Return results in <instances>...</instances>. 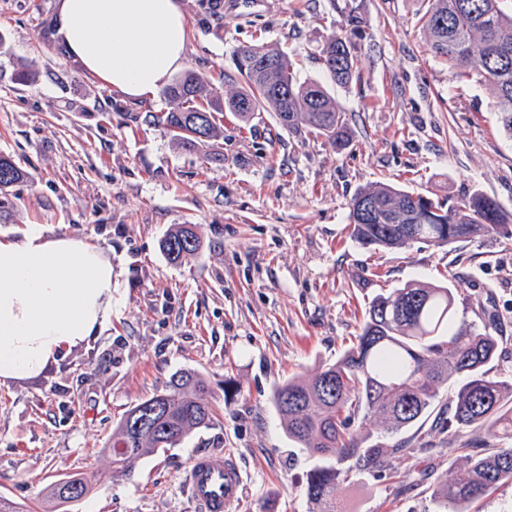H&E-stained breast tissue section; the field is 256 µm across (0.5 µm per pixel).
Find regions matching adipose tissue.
<instances>
[{
	"instance_id": "obj_1",
	"label": "adipose tissue",
	"mask_w": 512,
	"mask_h": 512,
	"mask_svg": "<svg viewBox=\"0 0 512 512\" xmlns=\"http://www.w3.org/2000/svg\"><path fill=\"white\" fill-rule=\"evenodd\" d=\"M66 56L115 93L154 96L186 63L181 0H59ZM112 318L103 249L34 226L0 239V379H19L101 335Z\"/></svg>"
}]
</instances>
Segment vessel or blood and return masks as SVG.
<instances>
[{
	"label": "vessel or blood",
	"mask_w": 512,
	"mask_h": 512,
	"mask_svg": "<svg viewBox=\"0 0 512 512\" xmlns=\"http://www.w3.org/2000/svg\"><path fill=\"white\" fill-rule=\"evenodd\" d=\"M242 492V478L223 455L205 453L190 461L189 494L201 512H228Z\"/></svg>",
	"instance_id": "1"
}]
</instances>
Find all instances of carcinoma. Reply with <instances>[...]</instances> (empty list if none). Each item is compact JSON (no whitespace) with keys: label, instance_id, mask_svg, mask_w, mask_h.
<instances>
[{"label":"carcinoma","instance_id":"carcinoma-1","mask_svg":"<svg viewBox=\"0 0 512 512\" xmlns=\"http://www.w3.org/2000/svg\"><path fill=\"white\" fill-rule=\"evenodd\" d=\"M423 28L434 57L448 64L457 79L477 77L493 91V109L502 132L512 138V15L501 0H428ZM343 17L341 32L325 42L320 60L330 81L340 87L356 78L365 21L357 0H330ZM237 88L223 92L195 72L176 77L165 89L174 104L156 116L179 145L189 151L210 148L206 160L224 164L214 148L224 138V113L243 122L270 112L288 133L322 136L338 150L350 143L345 111L316 81H299L293 61L274 45H249L235 58ZM288 86V96L277 93ZM27 173L0 155V193ZM379 209L369 224L354 210L359 199ZM350 238L368 249H393L415 242L438 247L493 235H512V215L492 197L475 191L449 203L385 183L360 189L348 214ZM168 260L177 263L197 253L202 242L189 224L170 229L161 242ZM455 297L448 285L410 281L376 294L361 332L336 361L305 379L277 386L273 405L288 439L315 461L305 493L313 512H337L336 491L357 473L384 463L388 449L361 447L350 429L376 420L396 434L418 423L435 408L439 389L453 385L448 426L475 432L461 444L468 467L448 472L434 494L436 512H471V505L512 480V381L492 375L500 359L495 320L483 329H456ZM210 388L200 374L173 376L167 389L127 410L112 430V477H129L135 463L161 449L173 448L212 420ZM96 475L72 473L50 484L44 512H63L89 496ZM64 484L79 494L66 498Z\"/></svg>","mask_w":512,"mask_h":512}]
</instances>
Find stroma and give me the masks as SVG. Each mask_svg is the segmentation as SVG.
Instances as JSON below:
<instances>
[{"label":"stroma","mask_w":512,"mask_h":512,"mask_svg":"<svg viewBox=\"0 0 512 512\" xmlns=\"http://www.w3.org/2000/svg\"><path fill=\"white\" fill-rule=\"evenodd\" d=\"M186 67L212 83L235 75L236 51L277 44L299 80L324 81L319 50L340 28L329 0H182ZM367 20L359 77L329 92L350 118L343 150L301 139L272 114L224 118V163L182 150L157 117L163 94L124 98L85 74L53 38L56 0H0V153L28 177L0 209V238L38 225L112 259V322L90 346L0 381V496L40 512V493L72 472L100 475L77 512H200L189 460L220 452L243 493L230 512H311L313 461L290 442L274 389L336 360L373 294L409 281L450 285L456 322L492 312L512 372V236L370 250L350 240L349 203L384 182L460 197L480 191L512 213V139L488 85L458 82L429 52L427 0H360ZM137 121H123V110ZM177 224L202 247L181 264L160 249ZM192 370L211 384L216 415L173 448L113 480L112 430L132 406ZM415 451L342 486V512H432V491L467 463L469 432L433 421L405 432Z\"/></svg>","instance_id":"obj_1"}]
</instances>
